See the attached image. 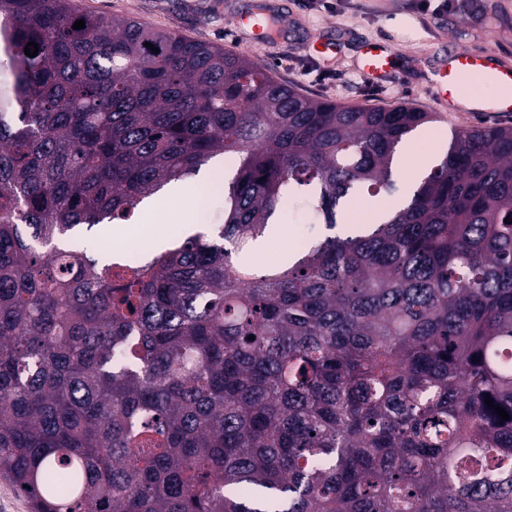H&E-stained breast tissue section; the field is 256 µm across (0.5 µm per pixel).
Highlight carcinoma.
Here are the masks:
<instances>
[{"label":"carcinoma","instance_id":"carcinoma-1","mask_svg":"<svg viewBox=\"0 0 512 512\" xmlns=\"http://www.w3.org/2000/svg\"><path fill=\"white\" fill-rule=\"evenodd\" d=\"M0 53V475L31 512H512L485 404L512 416L511 126L455 131L340 235L433 113L73 0H0ZM219 156L211 234L140 265L61 246ZM287 200L330 234L251 263ZM402 204V200H393L387 204H377L365 207L363 211L356 206L348 209L345 223L347 224H369L370 221H376L378 214L396 209Z\"/></svg>","mask_w":512,"mask_h":512}]
</instances>
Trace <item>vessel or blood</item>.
I'll return each mask as SVG.
<instances>
[{"label":"vessel or blood","mask_w":512,"mask_h":512,"mask_svg":"<svg viewBox=\"0 0 512 512\" xmlns=\"http://www.w3.org/2000/svg\"><path fill=\"white\" fill-rule=\"evenodd\" d=\"M396 68V57L387 45L370 43L359 57V71L371 82H386ZM467 76H482L498 88L494 95L462 96L460 83ZM435 95L452 112H476L501 117L512 115V66L476 49L449 54L437 70Z\"/></svg>","instance_id":"1"}]
</instances>
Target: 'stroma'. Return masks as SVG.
Segmentation results:
<instances>
[{
    "instance_id": "1",
    "label": "stroma",
    "mask_w": 512,
    "mask_h": 512,
    "mask_svg": "<svg viewBox=\"0 0 512 512\" xmlns=\"http://www.w3.org/2000/svg\"><path fill=\"white\" fill-rule=\"evenodd\" d=\"M98 15H121L153 28L175 32L250 57L276 71L280 79L322 99L381 107L409 103L436 113L425 125L427 138L449 143L455 130L475 126H512L511 117L448 113L439 105L431 74L456 48L484 50L512 63V0H472L448 13L422 10L421 0H77ZM252 13L256 23L286 20L285 39L257 41L238 18ZM336 37L341 48L329 62L312 53L314 41ZM383 41L400 66L380 85L358 70L362 46ZM143 219L123 225L118 237L105 236L104 225L82 230L83 247L100 257L118 248L146 251L138 237Z\"/></svg>"
}]
</instances>
